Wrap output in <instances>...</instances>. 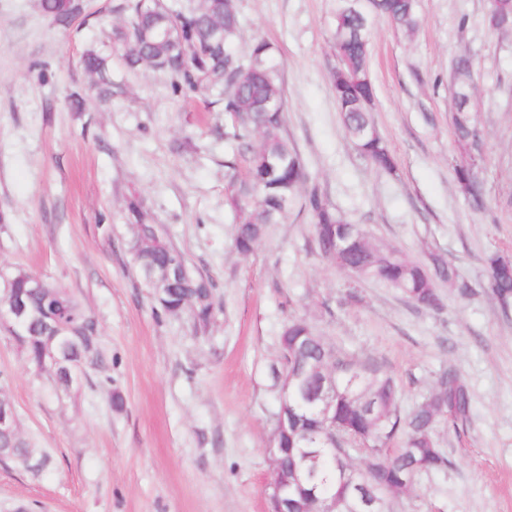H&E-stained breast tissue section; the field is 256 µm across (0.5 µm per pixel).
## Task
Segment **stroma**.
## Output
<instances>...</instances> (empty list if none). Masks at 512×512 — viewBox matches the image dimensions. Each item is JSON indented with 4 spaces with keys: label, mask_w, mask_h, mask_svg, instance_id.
<instances>
[{
    "label": "stroma",
    "mask_w": 512,
    "mask_h": 512,
    "mask_svg": "<svg viewBox=\"0 0 512 512\" xmlns=\"http://www.w3.org/2000/svg\"><path fill=\"white\" fill-rule=\"evenodd\" d=\"M122 2L85 0L86 21L62 28L38 0H0V268L74 295L99 325L102 359L57 393L0 329V398L47 458L39 469L0 458V512H269L270 369L294 318L390 373L401 413L448 368L472 392L463 425L436 430L448 468L418 474L390 512H512V309L483 286L486 257L512 256V34L488 25V0H417L422 23L411 35L376 20L371 115L390 173L343 131L335 0H238L240 50L260 38L274 49L283 128L308 187L409 260L445 254L471 284L466 296L440 284L434 311L324 260L304 212L272 225L251 253L234 250L224 115L173 95L159 72L117 61ZM89 50L113 59L122 91L109 103L83 69ZM462 55L485 141L479 210L453 173ZM134 197L213 277L206 331L190 314H158L133 273L124 208Z\"/></svg>",
    "instance_id": "obj_1"
}]
</instances>
